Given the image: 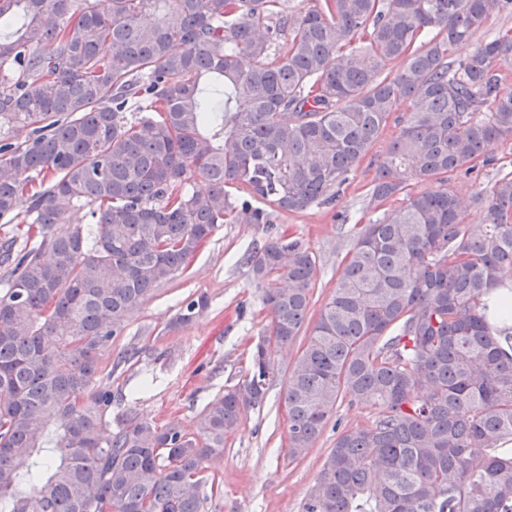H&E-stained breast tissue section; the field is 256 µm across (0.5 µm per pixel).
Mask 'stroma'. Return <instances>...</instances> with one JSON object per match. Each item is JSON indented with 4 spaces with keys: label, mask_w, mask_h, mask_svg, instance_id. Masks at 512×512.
Here are the masks:
<instances>
[{
    "label": "stroma",
    "mask_w": 512,
    "mask_h": 512,
    "mask_svg": "<svg viewBox=\"0 0 512 512\" xmlns=\"http://www.w3.org/2000/svg\"><path fill=\"white\" fill-rule=\"evenodd\" d=\"M396 130L388 123L335 202L270 217L271 226L302 238L316 257L311 315L329 300L360 225L384 215V207L371 202L370 188L376 162ZM497 176V168L488 166L478 177L449 182L462 204L463 223L481 226L485 212L478 193ZM267 226L225 220L186 271L161 285L100 352L99 383L112 391L113 416L160 425L176 420L192 432L206 405L245 376L251 348L270 322L245 257L265 243ZM202 294L207 309L188 324L177 323L180 308ZM297 356L294 345L279 353L281 373L266 400L245 411L221 459L211 464L208 475L222 492L207 512H301L336 433L325 429L306 456L290 458L284 390Z\"/></svg>",
    "instance_id": "35a3bbf8"
}]
</instances>
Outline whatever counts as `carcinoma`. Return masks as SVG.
<instances>
[{"label": "carcinoma", "mask_w": 512, "mask_h": 512, "mask_svg": "<svg viewBox=\"0 0 512 512\" xmlns=\"http://www.w3.org/2000/svg\"><path fill=\"white\" fill-rule=\"evenodd\" d=\"M503 12L512 0L296 15L287 0H0V219L19 224L0 238V512H205L208 461L298 340L291 458L338 403L378 409L336 437L301 512H512V172L481 190L479 231L448 189L512 140V32L448 59ZM405 103L370 188L400 204L362 228L317 318L315 258L278 232L247 258L271 316L249 372L193 433L126 417L103 437L98 352L129 315L226 217L268 224L344 185ZM423 180L441 188L409 190Z\"/></svg>", "instance_id": "obj_1"}]
</instances>
